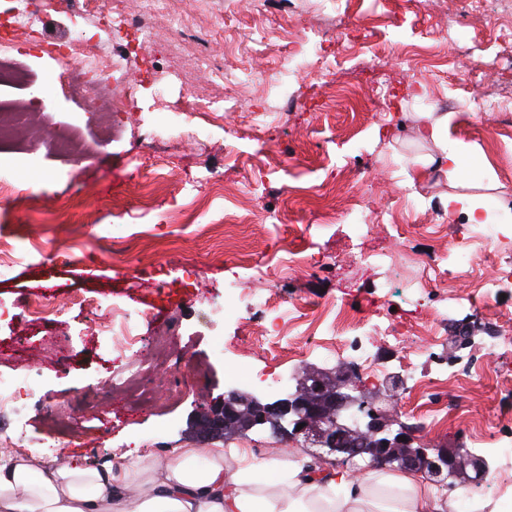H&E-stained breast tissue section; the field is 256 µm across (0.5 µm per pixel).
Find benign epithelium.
Listing matches in <instances>:
<instances>
[{
  "label": "benign epithelium",
  "instance_id": "benign-epithelium-1",
  "mask_svg": "<svg viewBox=\"0 0 512 512\" xmlns=\"http://www.w3.org/2000/svg\"><path fill=\"white\" fill-rule=\"evenodd\" d=\"M353 390L343 374L336 375L331 387L316 375L310 381H300L294 392L273 402L252 396L245 429L267 425L277 434L298 435L313 446L328 448L347 459L365 453L373 464L398 461L438 478L455 469L454 455L447 449L413 447L408 432L390 430L384 412L366 408ZM240 405V395L230 392L219 407L199 415L193 426L204 437L222 435L225 426L241 420Z\"/></svg>",
  "mask_w": 512,
  "mask_h": 512
}]
</instances>
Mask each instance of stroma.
<instances>
[{"mask_svg":"<svg viewBox=\"0 0 512 512\" xmlns=\"http://www.w3.org/2000/svg\"><path fill=\"white\" fill-rule=\"evenodd\" d=\"M37 18L20 35V61L31 71L23 89L0 88V106L23 109L19 133L30 144V161L18 169L13 196L0 203V240L13 260L0 275V305L24 303L42 293L48 306L100 285H111L114 304L131 312H151L139 325L136 356L148 358L155 337H168L171 358L150 372L152 404L135 414L109 408L99 393L118 356H106L94 338L95 311L73 304L63 321L29 324L25 316H0V346L27 335L40 345L39 361L15 347L0 358V376L16 378L17 398L0 410V434H24L35 463L54 465L67 458L88 467L119 469L126 458L164 460L172 449L199 446L192 425L197 415L222 403L230 371L287 372L290 379L323 371L335 374V359L307 346L300 336L277 341L241 332L234 317L215 311L262 290L274 300L315 305L344 303L350 317L403 333L409 350L422 351L414 368L400 365L388 346L379 359L386 376L405 380L392 401V421L405 425L415 446L449 452L512 436V382L496 377L495 357L486 344L501 332L512 336V283L490 306L452 310L447 289L437 287L446 258L465 230V213L444 217L449 195L467 194L482 205L490 224L512 226V80L497 77L489 62L512 70V0H293V21L255 0H170L153 13L149 42L122 32L99 60L103 71L135 72L144 90L154 81L146 62L171 58L168 98L187 94L238 99L244 123L237 138L223 128L208 137L143 144V112L95 111L82 96L49 98L47 60L37 45L61 43L74 25L94 28L95 16L76 8L48 9L29 0ZM186 28L173 34L170 19ZM354 32L346 51L327 44L324 59L289 77L297 112L282 117L276 86L281 46L302 28ZM211 34V57L227 81H210L194 67L200 34ZM265 34L268 49L253 61L246 40ZM453 113L449 145L470 151L462 175L423 174L417 162L439 152L437 143L417 140L425 113ZM485 113L477 121L476 113ZM74 130L92 151L69 155L46 152L44 131ZM166 167L171 181L156 192L157 207L140 209L137 192ZM207 170L224 173L230 196H210L209 220L225 218L241 250L256 266L234 269L224 262L219 235L195 232L166 220L179 205L176 180ZM364 192L363 220L372 231L355 240L348 214L352 197ZM273 208L277 223H264L256 202ZM152 230L156 243L142 246L135 232ZM315 265L316 274L282 266L285 252ZM389 253L397 265L370 266L360 253ZM430 254L432 266L417 264ZM469 340L457 343L456 331ZM225 341L233 368L214 355ZM196 368L186 377L182 360ZM443 375L440 403L448 413L427 427L426 409L407 382L413 375ZM53 451L40 456L43 443ZM224 445L259 450L261 459L294 455L302 465L342 468L363 475V460L332 455L318 458L303 439L282 437L257 426ZM445 512L460 495L468 512H501L490 486L457 481L436 484Z\"/></svg>","mask_w":512,"mask_h":512,"instance_id":"35a3bbf8","label":"stroma"}]
</instances>
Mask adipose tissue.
Wrapping results in <instances>:
<instances>
[{"instance_id": "obj_1", "label": "adipose tissue", "mask_w": 512, "mask_h": 512, "mask_svg": "<svg viewBox=\"0 0 512 512\" xmlns=\"http://www.w3.org/2000/svg\"><path fill=\"white\" fill-rule=\"evenodd\" d=\"M202 455L209 458L207 468L191 469ZM228 455L240 462L230 474L224 470ZM269 469L278 471L280 487L264 493L256 477ZM139 479L147 487L133 512H444L412 470H372L359 478L344 469L312 474L291 460L258 461L237 448H178L168 461L148 466L136 457L119 470L68 460L38 469L15 457L0 465V512H131L125 496Z\"/></svg>"}]
</instances>
